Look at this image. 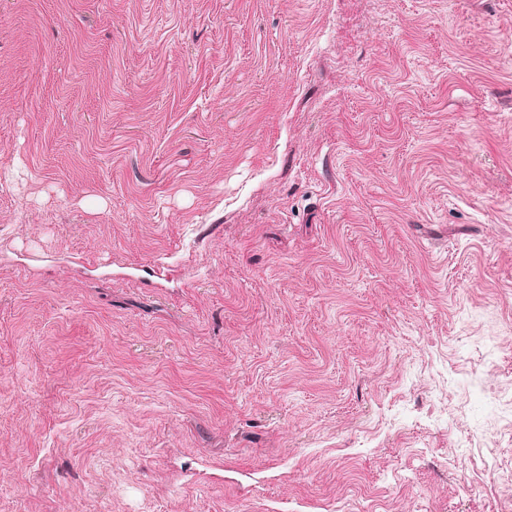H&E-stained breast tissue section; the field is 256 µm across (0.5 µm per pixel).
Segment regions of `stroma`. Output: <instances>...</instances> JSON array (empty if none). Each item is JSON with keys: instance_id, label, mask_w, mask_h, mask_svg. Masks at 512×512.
Listing matches in <instances>:
<instances>
[{"instance_id": "35a3bbf8", "label": "stroma", "mask_w": 512, "mask_h": 512, "mask_svg": "<svg viewBox=\"0 0 512 512\" xmlns=\"http://www.w3.org/2000/svg\"><path fill=\"white\" fill-rule=\"evenodd\" d=\"M512 0H0V512H492Z\"/></svg>"}]
</instances>
